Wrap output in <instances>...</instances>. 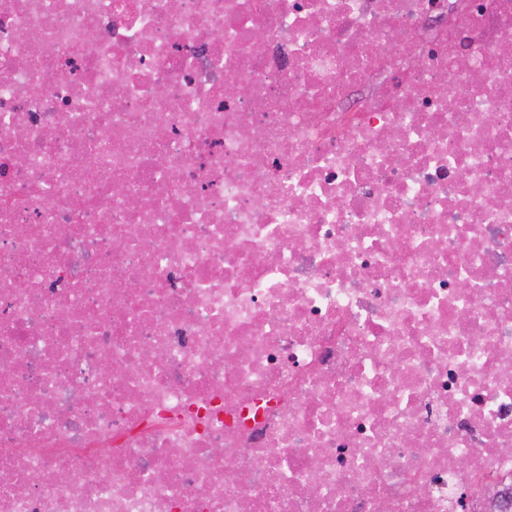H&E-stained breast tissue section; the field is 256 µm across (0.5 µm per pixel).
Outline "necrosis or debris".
<instances>
[{
    "label": "necrosis or debris",
    "instance_id": "1",
    "mask_svg": "<svg viewBox=\"0 0 512 512\" xmlns=\"http://www.w3.org/2000/svg\"><path fill=\"white\" fill-rule=\"evenodd\" d=\"M454 3L0 0V512H512V0Z\"/></svg>",
    "mask_w": 512,
    "mask_h": 512
}]
</instances>
